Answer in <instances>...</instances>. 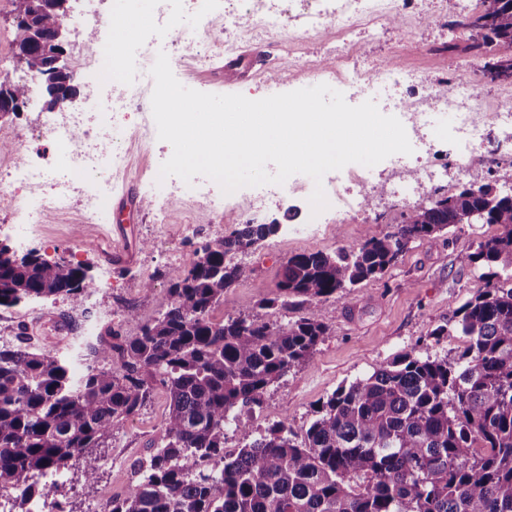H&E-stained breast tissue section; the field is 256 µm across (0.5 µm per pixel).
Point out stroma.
I'll list each match as a JSON object with an SVG mask.
<instances>
[{
  "instance_id": "stroma-1",
  "label": "stroma",
  "mask_w": 512,
  "mask_h": 512,
  "mask_svg": "<svg viewBox=\"0 0 512 512\" xmlns=\"http://www.w3.org/2000/svg\"><path fill=\"white\" fill-rule=\"evenodd\" d=\"M447 40V34L410 27L386 34L379 43L358 47L354 60L394 58L424 73L444 75L451 66L450 57L441 49ZM336 43V32L329 29L318 40L292 44L285 53L273 51L269 39L255 37L243 48L252 57L249 67L223 71L227 55L218 47L207 62L195 63L187 55L176 68L180 83L194 90L246 94L257 100L279 93L283 76H291L298 85L306 83L311 76L309 62L320 61L325 45ZM122 145L128 168L114 180L113 194H120L133 182L138 193L151 197L142 214L124 216L138 245L137 263L120 265L104 256L112 245L107 237L115 222L112 204H105L91 217L84 215L80 205H73L68 214L41 225L25 248L49 259L88 266L96 278L108 274L107 285L91 291L78 305L59 296L0 307V346L21 347L75 363L90 342L82 333L86 320H93L99 335L111 327L123 338L137 336L142 323L166 309L173 269L169 252L191 257L195 249L223 239L249 221L275 224L279 230L257 249L231 254V261L246 265L250 276L225 293L224 303L214 315L252 313L259 300L275 295L288 257L331 254L341 245L382 236L394 231L406 213L405 207L383 192L377 196L373 212L344 224L310 223L314 182L302 174L284 183L285 194L276 202L254 200V188L245 187L228 195L225 206L213 208L198 202L193 186L185 183L180 186V198L173 199L167 195L166 183L158 179L161 164L172 154L171 145L140 136L126 137ZM160 209L167 212L162 224L155 220ZM498 231L495 225L458 224L447 232L412 240L386 275L366 280L322 304L320 313L331 328L329 336L305 363L267 391L261 408L242 414V423L256 436L284 419L300 436L338 387L367 377L406 354L454 357L463 350L466 338L454 330L452 313L483 285L481 268L461 264L458 257ZM130 307L136 309L137 319H127ZM436 329L441 332L437 339L432 336ZM167 410L164 390L156 389L108 447L93 449L60 470L57 498L65 512H108L112 501L126 497L141 476V465L156 449ZM87 467L97 473L91 485L85 484L82 476Z\"/></svg>"
}]
</instances>
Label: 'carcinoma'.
Returning <instances> with one entry per match:
<instances>
[{
  "label": "carcinoma",
  "instance_id": "carcinoma-1",
  "mask_svg": "<svg viewBox=\"0 0 512 512\" xmlns=\"http://www.w3.org/2000/svg\"><path fill=\"white\" fill-rule=\"evenodd\" d=\"M12 5L18 42L35 24L50 32L60 22L59 0ZM480 6L466 22L474 31L467 49L502 47L497 62L512 71V0ZM24 65L40 74L46 58L35 47ZM455 224L500 228L460 256L485 269L483 286L453 313L464 349L453 359L405 355L339 387L299 441L286 420L250 438L238 413L261 405L328 335L318 305L384 276L411 240ZM277 230L245 224L195 251L170 276L166 310L129 342L107 329L78 374L66 359L0 348V489L13 491L9 512H28L40 496L64 512L57 484L39 477L106 447L156 384L169 399L160 443L108 512H512V194L478 174L412 209L395 232L289 257L278 293L259 311L214 319L224 293L249 276L227 253ZM94 286L81 264L0 246V306L58 295L78 304ZM277 306L303 314L264 320L261 311ZM232 422L248 442L226 454Z\"/></svg>",
  "mask_w": 512,
  "mask_h": 512
}]
</instances>
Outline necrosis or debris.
<instances>
[{
	"instance_id": "4bbe7bcc",
	"label": "necrosis or debris",
	"mask_w": 512,
	"mask_h": 512,
	"mask_svg": "<svg viewBox=\"0 0 512 512\" xmlns=\"http://www.w3.org/2000/svg\"><path fill=\"white\" fill-rule=\"evenodd\" d=\"M416 0H153L152 14L145 31L119 51L97 41L85 57L92 65L96 82L92 84L82 108L76 112H54L45 117L36 137L49 140L57 154L54 174L32 161L25 139L13 143L14 158L0 166V194L23 193L16 224L32 229L47 223L51 215L68 212L74 201H81L85 214L98 212L110 194L112 178L126 169V156L115 144L112 133L123 125L128 113L143 109L142 86L150 82L147 68L158 44H166L172 57L185 49L179 24L185 16L210 19L208 34L195 46L196 60L207 58L215 33L224 36V48L237 50L240 42L255 33L277 35L288 21L302 20L300 37L316 38L326 29L337 36L359 33L363 43L380 41L387 29L403 14L413 13ZM251 27L241 28V18ZM344 52H337L335 66L318 68L314 78L321 84L340 79L350 104H361L365 89L374 84L387 91L378 107L383 114L396 116L404 125L413 147L412 155L395 154L387 164L395 175L390 194L402 202L420 200L422 182L412 177L411 162L428 151L431 117L450 112L454 124L448 133L452 159L445 171L449 180L470 177L469 156L485 140L487 124L512 129V94L498 96L492 106H483L479 87L473 80L449 75L436 80L419 70L397 64H379L368 70L348 67Z\"/></svg>"
}]
</instances>
